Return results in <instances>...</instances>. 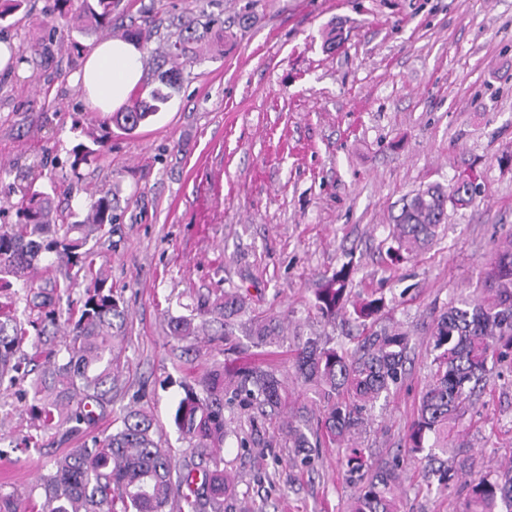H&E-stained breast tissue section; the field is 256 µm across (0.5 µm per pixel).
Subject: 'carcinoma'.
<instances>
[{
	"label": "carcinoma",
	"instance_id": "1",
	"mask_svg": "<svg viewBox=\"0 0 512 512\" xmlns=\"http://www.w3.org/2000/svg\"><path fill=\"white\" fill-rule=\"evenodd\" d=\"M87 9L89 28L111 23L112 0H96V6ZM207 37L208 28L190 22L168 45V56L186 58L192 45ZM180 78L178 68H158L159 86L150 92V100L138 99L126 111L112 113L113 121L124 131H135L170 98L162 88H174ZM482 193L474 178L460 177L446 189L430 186L403 199L394 217V250L410 255L429 244L444 223L447 202L467 206ZM85 210L83 220L64 225L63 234L52 237L50 198L27 185L16 204L18 222L0 225V291L18 283L25 288L26 301L21 314L13 304L0 302V386L15 381L23 360L36 364L41 371L31 386L32 418L58 428L76 423L89 432L112 406L119 385L127 311L112 292L104 291L105 279L87 248L112 223V199L100 197ZM51 252L82 274L83 305L71 323L64 350L37 348L23 359L18 352L29 330L41 335L47 325L56 324L61 291L69 288L57 281L48 287L36 283L42 255ZM483 274L495 284L493 295L450 305L431 326L434 372L405 440L407 454L425 460L422 480L428 488L434 480L448 485V460L437 456L430 436L449 440L474 391L487 385L496 365L506 362L512 368V243L493 252ZM349 282L345 266L327 278L316 295L318 312L328 318L347 314ZM382 309L380 298L353 304L362 331L351 350H338L317 337L298 349L296 374L315 385L323 403L319 417L301 415L285 425L288 447L295 449L301 464L309 463L311 448L321 439L344 443L360 433L367 410L402 379L410 360L411 336L383 322ZM170 330L177 339L199 333L192 320L184 318L170 321ZM200 386L199 393L186 391L174 415L193 460L177 468L152 419L130 410L122 425L108 435L93 436L91 443L55 459L38 484L42 502L32 504L29 512H169L175 500L179 512H224L228 488V476L221 468L224 394H234L264 415L282 408L284 389L277 370L261 365L245 367L228 381L224 371L215 369L201 379ZM347 463L349 472L359 475L350 512H402L393 491L397 478L393 466L365 471L361 448L348 449ZM456 512H512V461L474 479Z\"/></svg>",
	"mask_w": 512,
	"mask_h": 512
}]
</instances>
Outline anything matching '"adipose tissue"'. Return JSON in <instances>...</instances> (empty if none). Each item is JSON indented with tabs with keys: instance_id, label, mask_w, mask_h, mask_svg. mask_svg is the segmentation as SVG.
Masks as SVG:
<instances>
[{
	"instance_id": "obj_1",
	"label": "adipose tissue",
	"mask_w": 512,
	"mask_h": 512,
	"mask_svg": "<svg viewBox=\"0 0 512 512\" xmlns=\"http://www.w3.org/2000/svg\"><path fill=\"white\" fill-rule=\"evenodd\" d=\"M144 82L141 52L131 41L109 38L85 57L75 83L88 107L111 113L124 106Z\"/></svg>"
}]
</instances>
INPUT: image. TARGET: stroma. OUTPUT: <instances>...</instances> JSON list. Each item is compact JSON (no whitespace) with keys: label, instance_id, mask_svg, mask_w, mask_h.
I'll use <instances>...</instances> for the list:
<instances>
[{"label":"stroma","instance_id":"obj_1","mask_svg":"<svg viewBox=\"0 0 512 512\" xmlns=\"http://www.w3.org/2000/svg\"><path fill=\"white\" fill-rule=\"evenodd\" d=\"M85 4L26 0L0 19V40L29 61L0 75V224L16 219L20 183L49 195L59 223L90 198L112 199L96 266L128 311L122 389L98 422L110 433L127 410L146 412L173 459L189 457L173 423L187 388L215 368L274 362L286 403L250 425L225 399L224 512H347L355 486L345 450L315 449L306 467L283 422L315 395L292 375L299 344L353 346V316L314 307L325 279L349 268L352 300L382 299L416 341L406 373L368 413L356 440L373 465L398 461L406 512H455L468 492L425 487L403 444L430 377L434 318L475 295L494 249L512 241V0H118L111 24L83 27ZM60 15L57 29L44 21ZM210 23L213 44L184 63L178 89L127 133L89 110L73 78L108 38L150 29L146 80L165 63L179 24ZM104 145L73 166L78 145ZM472 175L484 193L447 205L434 240L395 263L387 254L406 195ZM240 296L230 319L201 316V299ZM205 324L171 337V320ZM279 335L254 345L255 319ZM230 341H223V333ZM27 383L0 390V485L24 496L85 432L34 427ZM472 472L512 456V373L474 396L454 439Z\"/></svg>","mask_w":512,"mask_h":512}]
</instances>
